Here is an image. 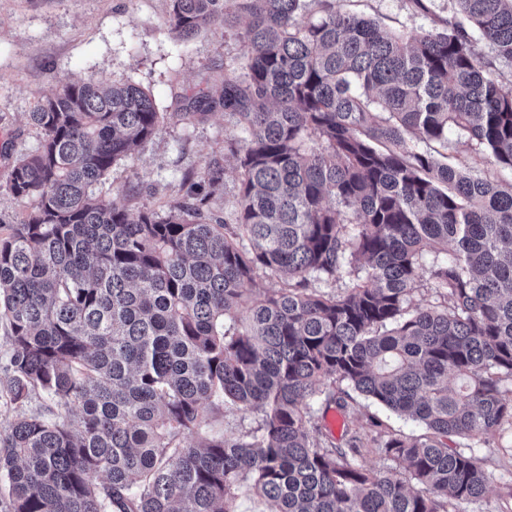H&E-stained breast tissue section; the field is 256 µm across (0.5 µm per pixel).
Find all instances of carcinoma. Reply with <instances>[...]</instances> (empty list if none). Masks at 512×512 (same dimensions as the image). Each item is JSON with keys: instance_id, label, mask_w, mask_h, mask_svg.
Instances as JSON below:
<instances>
[{"instance_id": "cac0c4a2", "label": "carcinoma", "mask_w": 512, "mask_h": 512, "mask_svg": "<svg viewBox=\"0 0 512 512\" xmlns=\"http://www.w3.org/2000/svg\"><path fill=\"white\" fill-rule=\"evenodd\" d=\"M170 2L179 38L219 21L243 47L186 111L71 82L28 113L42 139L9 190L35 209L0 237V394L22 409L0 431V512H236L246 480L267 512H463L490 483L473 448L512 422V182L479 173L512 170L493 64L512 66V0H448L411 33L327 0ZM216 110L237 130L231 220L203 211L217 156L164 214L94 193L166 119ZM451 130L472 163L447 162ZM261 274L279 287L256 296ZM424 281L446 304H413ZM329 382L423 432L381 431L392 465L365 467ZM228 402L257 426L206 435Z\"/></svg>"}]
</instances>
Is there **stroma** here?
I'll list each match as a JSON object with an SVG mask.
<instances>
[{"instance_id": "obj_1", "label": "stroma", "mask_w": 512, "mask_h": 512, "mask_svg": "<svg viewBox=\"0 0 512 512\" xmlns=\"http://www.w3.org/2000/svg\"><path fill=\"white\" fill-rule=\"evenodd\" d=\"M335 9L375 18L388 31H413L448 15V0H332ZM241 52L234 32L213 24L191 40L171 31L168 0H0V235L33 211L31 199L11 194L15 159L34 151L40 131L28 112L66 82H132L151 95L159 111L178 112L192 89L220 79L224 65ZM223 111L200 125L168 122L149 141L115 165L98 196L130 214L167 212L181 198L185 173L200 171L223 155L234 135ZM376 414L387 430L420 434V426L358 400L350 426L365 447L363 464L389 462L375 449ZM491 476L481 512H512V425L503 424L475 450Z\"/></svg>"}]
</instances>
